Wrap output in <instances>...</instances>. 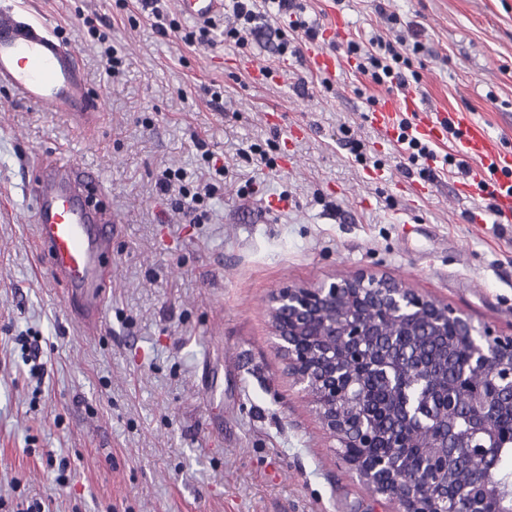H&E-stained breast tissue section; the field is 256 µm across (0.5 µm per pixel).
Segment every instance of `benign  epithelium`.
Returning a JSON list of instances; mask_svg holds the SVG:
<instances>
[{"mask_svg": "<svg viewBox=\"0 0 512 512\" xmlns=\"http://www.w3.org/2000/svg\"><path fill=\"white\" fill-rule=\"evenodd\" d=\"M356 294L367 303V311L348 306ZM272 326L277 336L278 350L287 360L288 372L313 399L327 429L341 443L366 446L371 429L361 415L346 422L338 405L348 406L367 394L364 380L355 381L356 389L336 393L339 375L354 376L355 369L369 362L373 353L380 354L378 368L391 380L393 372L401 375L403 389L414 385L432 389L437 375L420 362H404L395 357V348L408 336H446L448 323H453L462 336L469 338L472 347V370L482 373L493 356L512 354V338L495 336L485 328H476L454 310L425 298L402 284L360 275L317 288H284L274 298L271 309ZM302 336L314 341L304 346ZM437 420L420 417V407L406 401L402 420L394 426L392 447H400L401 429L412 430L419 447H439L436 436ZM367 487L399 506V512H434L430 501L448 497V484L435 486L430 499L410 490L393 493L383 484L384 474L392 484L403 482L392 460L347 458Z\"/></svg>", "mask_w": 512, "mask_h": 512, "instance_id": "7a95c632", "label": "benign epithelium"}]
</instances>
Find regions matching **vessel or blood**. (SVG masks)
<instances>
[{"mask_svg":"<svg viewBox=\"0 0 512 512\" xmlns=\"http://www.w3.org/2000/svg\"><path fill=\"white\" fill-rule=\"evenodd\" d=\"M176 9L186 19L202 24L223 12L224 0H176ZM341 32V22H332L324 29L321 43L308 50L305 65L310 74L333 78L349 67V60L336 51ZM0 87L10 89L21 101L64 114L83 127L98 118L102 107L100 99L90 93L85 69L67 42L46 22L2 4ZM401 111L415 114L417 132L432 141L441 140L444 120L459 126L463 153L485 165L474 182L462 184V191L470 194L480 187L493 194L499 222H511L512 152L504 150L467 112L434 111L409 90L380 98L372 110V122L383 142H392L393 120ZM37 170L30 187L36 243L53 281L79 293L84 321L95 322L101 313L102 291L112 284L103 262L112 253L116 233L111 215L91 200L98 176L61 157L38 161Z\"/></svg>","mask_w":512,"mask_h":512,"instance_id":"1","label":"vessel or blood"}]
</instances>
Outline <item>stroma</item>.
<instances>
[{
  "label": "stroma",
  "mask_w": 512,
  "mask_h": 512,
  "mask_svg": "<svg viewBox=\"0 0 512 512\" xmlns=\"http://www.w3.org/2000/svg\"><path fill=\"white\" fill-rule=\"evenodd\" d=\"M82 59L104 110L89 127L0 88V497L8 478L51 512H396L340 454L276 347L277 291L359 274L402 282L478 327L512 336V223L383 144L364 119L384 88L348 70L331 86L268 33L246 48L190 47L115 0H16ZM346 0L343 38L417 33L425 106L466 111L512 150V0ZM112 26V76L83 16ZM243 58L273 69L258 82ZM224 88L210 101L207 86ZM362 144L366 163L355 160ZM259 145L275 168L260 164ZM229 174L188 223L158 194L164 168L203 151ZM95 170L118 230L98 323L50 277L30 185L42 158ZM428 184L423 196L412 185ZM245 195H238V188ZM39 337L42 381L16 336ZM40 397H33V389ZM68 457L55 479L48 456Z\"/></svg>",
  "instance_id": "1"
}]
</instances>
